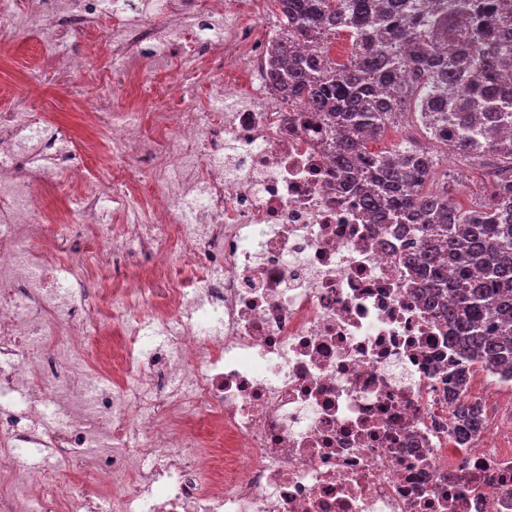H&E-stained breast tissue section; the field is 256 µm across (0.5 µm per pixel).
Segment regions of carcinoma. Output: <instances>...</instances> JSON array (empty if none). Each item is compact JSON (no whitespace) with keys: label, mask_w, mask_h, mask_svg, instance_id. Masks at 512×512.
<instances>
[{"label":"carcinoma","mask_w":512,"mask_h":512,"mask_svg":"<svg viewBox=\"0 0 512 512\" xmlns=\"http://www.w3.org/2000/svg\"><path fill=\"white\" fill-rule=\"evenodd\" d=\"M279 0L287 26L271 41L274 88L322 114L336 136V168L352 173L366 213L414 226L412 257L422 299L448 323L455 346L452 435L466 445L483 426L467 399L470 366L512 378V180L487 189L476 210L427 187L433 155L399 144L368 150L405 103L427 133L469 161L512 171V0ZM338 31L352 39L342 67L327 52Z\"/></svg>","instance_id":"carcinoma-1"}]
</instances>
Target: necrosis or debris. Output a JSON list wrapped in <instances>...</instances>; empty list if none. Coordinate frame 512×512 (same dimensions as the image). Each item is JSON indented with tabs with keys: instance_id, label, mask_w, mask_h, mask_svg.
Returning <instances> with one entry per match:
<instances>
[{
	"instance_id": "obj_1",
	"label": "necrosis or debris",
	"mask_w": 512,
	"mask_h": 512,
	"mask_svg": "<svg viewBox=\"0 0 512 512\" xmlns=\"http://www.w3.org/2000/svg\"><path fill=\"white\" fill-rule=\"evenodd\" d=\"M109 0H29L45 49L25 78L81 68L55 45L104 18L116 50L151 68L164 41ZM268 0L224 32L230 93L205 78L188 112L158 100L147 123L81 110L86 136L0 110V512H512V448L502 396L460 448L449 430L448 329L416 295L410 225L370 220L336 173L315 113L268 89L254 22L281 29ZM182 60H209L215 0L173 10ZM63 174L79 195L82 250L57 263L44 235L72 219L35 212L37 187ZM111 195L125 221L100 239ZM147 257V276L113 289L95 255ZM163 347L145 353L147 326ZM47 463H30L29 449Z\"/></svg>"
}]
</instances>
